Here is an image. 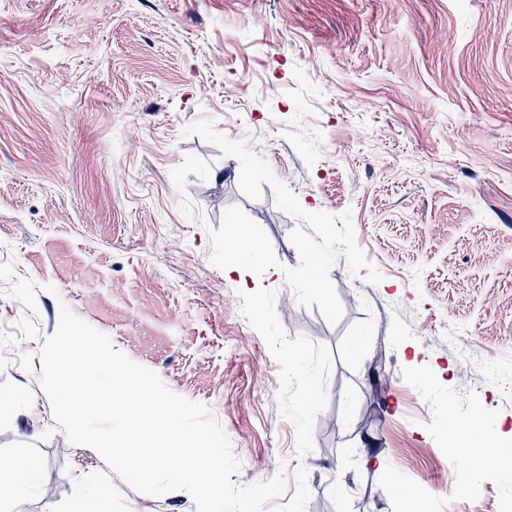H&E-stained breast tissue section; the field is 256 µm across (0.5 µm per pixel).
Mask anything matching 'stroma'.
Wrapping results in <instances>:
<instances>
[{
    "label": "stroma",
    "instance_id": "35a3bbf8",
    "mask_svg": "<svg viewBox=\"0 0 512 512\" xmlns=\"http://www.w3.org/2000/svg\"><path fill=\"white\" fill-rule=\"evenodd\" d=\"M248 142L305 210L351 212L376 286L338 259V324L283 276L225 275L210 230L241 207L279 262L295 221L188 131ZM0 459L37 481L0 512H196L132 490L56 431L18 364L61 306L211 408L267 512H512V0H0ZM467 338L471 362L457 355ZM50 439H42L45 430ZM489 467L449 482L450 445ZM57 495H44L48 484Z\"/></svg>",
    "mask_w": 512,
    "mask_h": 512
}]
</instances>
